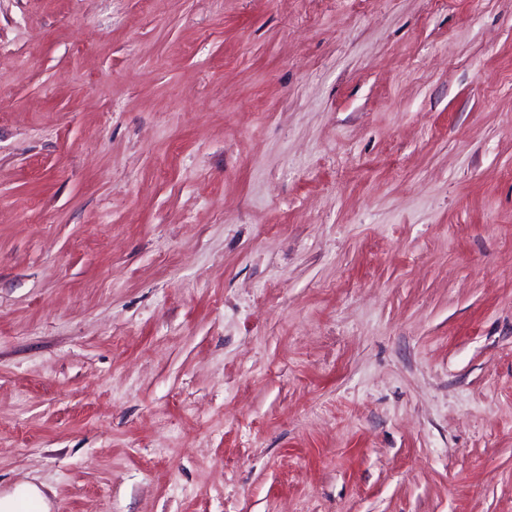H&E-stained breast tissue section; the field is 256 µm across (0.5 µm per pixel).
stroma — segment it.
<instances>
[{
  "label": "stroma",
  "mask_w": 512,
  "mask_h": 512,
  "mask_svg": "<svg viewBox=\"0 0 512 512\" xmlns=\"http://www.w3.org/2000/svg\"><path fill=\"white\" fill-rule=\"evenodd\" d=\"M512 512V0H0V494Z\"/></svg>",
  "instance_id": "35a3bbf8"
}]
</instances>
